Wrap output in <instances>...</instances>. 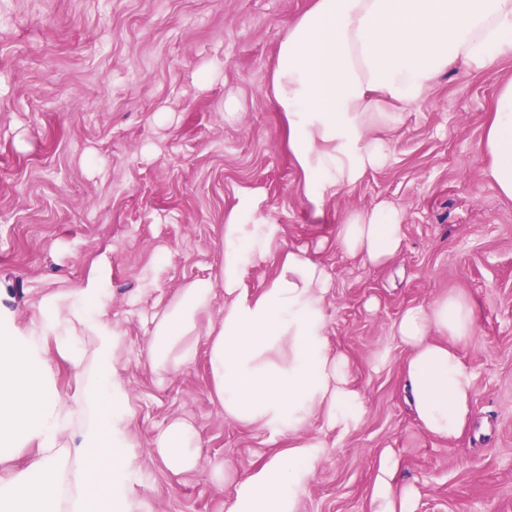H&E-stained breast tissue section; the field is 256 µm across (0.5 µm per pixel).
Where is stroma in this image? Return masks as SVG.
<instances>
[{
  "instance_id": "1",
  "label": "stroma",
  "mask_w": 512,
  "mask_h": 512,
  "mask_svg": "<svg viewBox=\"0 0 512 512\" xmlns=\"http://www.w3.org/2000/svg\"><path fill=\"white\" fill-rule=\"evenodd\" d=\"M310 4L0 0V313L25 325L42 295L106 271L142 512H225L233 479L302 439L319 448L297 512H369L385 448L418 491L416 512H512V200L480 150L512 59L449 67L404 115L386 163L316 208L267 95L282 29ZM246 191L280 224L281 250L305 248L332 276L328 346L363 402L349 428L320 417L298 434L243 424L213 401L205 358L162 384L145 363L151 314L216 272L224 217ZM379 201L402 210L404 238L372 267L341 250L337 231ZM446 295L475 316L461 348L472 421L453 440L425 435L407 404L408 351L394 328L405 308ZM178 415L202 445L199 467L179 475L148 453Z\"/></svg>"
}]
</instances>
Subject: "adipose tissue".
<instances>
[{
  "mask_svg": "<svg viewBox=\"0 0 512 512\" xmlns=\"http://www.w3.org/2000/svg\"><path fill=\"white\" fill-rule=\"evenodd\" d=\"M512 58V0H312L288 24L270 70L268 94L288 127V151L321 206L385 164L388 133L425 104L449 66L492 70ZM482 152L501 195L512 199V81L499 85ZM341 249L372 266L393 260L401 216L379 204L344 218ZM215 276L177 289L150 320L146 361L166 379L205 355L226 417L298 432L314 416L329 426L358 420L346 359L325 338L328 272L306 251H280L279 227L242 195L224 219ZM277 257L275 277L255 295L247 267ZM106 277L91 271L73 293L43 295L25 328L0 319V459L35 448L21 469L0 474V512H141L133 479L141 456L127 430L130 392L118 371L122 333L104 300ZM223 295L207 327L200 314ZM473 333L468 301L450 295L405 309L396 334L408 349L403 376L422 429L454 439L466 428L473 377L460 346ZM74 372L71 394L55 388L59 366ZM200 442L190 420L173 418L152 451L172 472L194 470ZM102 458L90 471L92 458ZM311 444L276 454L234 486L226 512H296L313 469ZM399 459L384 451L371 512H415L416 491L399 482Z\"/></svg>",
  "mask_w": 512,
  "mask_h": 512,
  "instance_id": "1",
  "label": "adipose tissue"
}]
</instances>
